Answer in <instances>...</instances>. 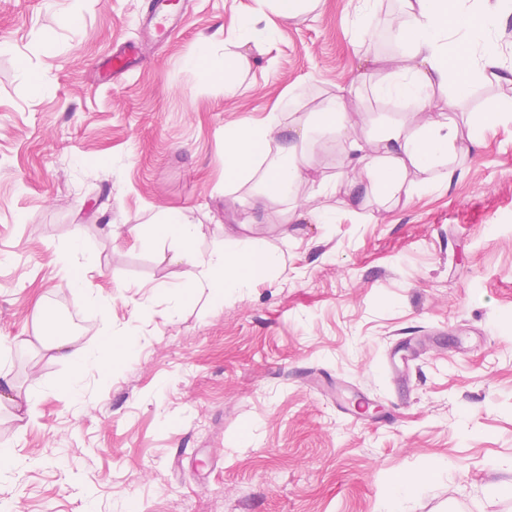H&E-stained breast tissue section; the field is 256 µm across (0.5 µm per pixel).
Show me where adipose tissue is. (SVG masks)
<instances>
[{"label": "adipose tissue", "mask_w": 512, "mask_h": 512, "mask_svg": "<svg viewBox=\"0 0 512 512\" xmlns=\"http://www.w3.org/2000/svg\"><path fill=\"white\" fill-rule=\"evenodd\" d=\"M403 3V9L388 21L397 51L374 83L378 97L403 103L401 117L382 118L375 134L366 135L341 89L322 102L314 123L298 118L286 124L279 110H272L260 123L243 122L225 129V185L255 181L260 199L266 200L291 195L301 182L314 183L321 202L308 216L315 223L329 224L336 214L331 203L336 186L319 177L308 163L307 148L314 138L336 137L345 142L341 175L350 187L366 184L379 195L399 197L416 187H431L438 179H452L456 159L478 145L486 128L512 120V108L505 106L471 111L464 124H452L445 112L435 110L429 96L430 90L451 82L463 92L475 82H502L512 74L496 40L503 17L512 13V0ZM256 22L253 13L238 17L229 37L233 50L225 54L223 69L213 67V48L208 43L199 47L191 65L207 80L223 83L225 93H233L228 74L250 66L259 47ZM283 128L288 131L284 138L279 135ZM153 222L160 235L175 239V259L196 269L215 297L248 288L252 271L278 276L288 268L284 253L271 249L263 238L239 240L228 229L224 239L236 242V249L202 257L192 250L193 225L180 214L159 212Z\"/></svg>", "instance_id": "ef3b65f1"}]
</instances>
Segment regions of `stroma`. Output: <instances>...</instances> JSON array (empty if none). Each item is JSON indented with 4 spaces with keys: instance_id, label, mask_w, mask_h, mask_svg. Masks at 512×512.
Wrapping results in <instances>:
<instances>
[{
    "instance_id": "35a3bbf8",
    "label": "stroma",
    "mask_w": 512,
    "mask_h": 512,
    "mask_svg": "<svg viewBox=\"0 0 512 512\" xmlns=\"http://www.w3.org/2000/svg\"><path fill=\"white\" fill-rule=\"evenodd\" d=\"M59 2L76 30L46 0H0V373L35 392L31 418L0 403V512H512V122L450 183L386 203L364 188L335 223L292 224L315 185L252 210L254 182L224 185V130L315 111L338 85L399 116L364 75L394 51L400 0H376L366 44L357 0L268 16L274 40L233 95L190 60L210 42L223 65L255 0H187L161 43L141 27L150 0ZM116 43L146 62L112 79L94 63ZM160 209L203 256L230 224L264 238L287 280L210 299L149 229ZM40 303L80 319L92 363L31 345ZM434 333L394 381L391 349Z\"/></svg>"
}]
</instances>
